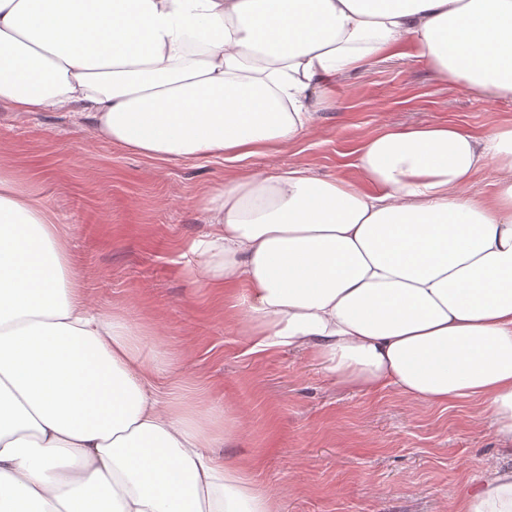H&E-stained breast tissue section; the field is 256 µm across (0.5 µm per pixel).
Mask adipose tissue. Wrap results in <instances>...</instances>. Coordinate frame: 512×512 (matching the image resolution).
Returning a JSON list of instances; mask_svg holds the SVG:
<instances>
[{
  "label": "adipose tissue",
  "mask_w": 512,
  "mask_h": 512,
  "mask_svg": "<svg viewBox=\"0 0 512 512\" xmlns=\"http://www.w3.org/2000/svg\"><path fill=\"white\" fill-rule=\"evenodd\" d=\"M410 49L470 93L512 99V0H0V104L74 110L97 137L234 171L204 192L184 254L237 288L249 351L309 352L336 381L414 402L475 400L512 446V122L389 128L365 185L236 170L314 128L339 76ZM495 171L490 195L469 186ZM127 320L88 304L68 239L0 169V512H280L163 390ZM459 512H512V468Z\"/></svg>",
  "instance_id": "obj_1"
}]
</instances>
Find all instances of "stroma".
<instances>
[{"instance_id":"1","label":"stroma","mask_w":512,"mask_h":512,"mask_svg":"<svg viewBox=\"0 0 512 512\" xmlns=\"http://www.w3.org/2000/svg\"><path fill=\"white\" fill-rule=\"evenodd\" d=\"M511 120L512 101L464 93L408 55L378 58L339 80L307 137L243 167H302L361 184L350 153L386 128L450 121L482 134ZM0 167L63 224L87 300L123 313L147 353L166 355L175 390H196L203 412L239 423V439L215 453L277 490L282 512H457L462 486L500 462L477 404L359 391L305 352L248 354L231 293L200 284L180 262L185 244L210 230L197 200L223 183V161L151 160L94 137L75 112L0 106Z\"/></svg>"}]
</instances>
